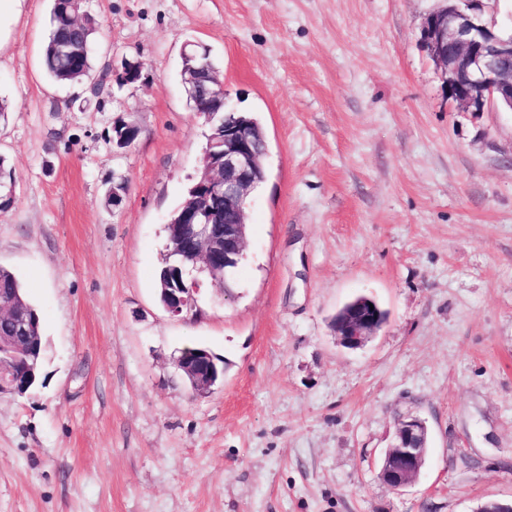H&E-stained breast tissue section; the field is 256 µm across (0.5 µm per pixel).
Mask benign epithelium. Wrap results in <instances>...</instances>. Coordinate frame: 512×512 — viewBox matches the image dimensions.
Masks as SVG:
<instances>
[{"mask_svg":"<svg viewBox=\"0 0 512 512\" xmlns=\"http://www.w3.org/2000/svg\"><path fill=\"white\" fill-rule=\"evenodd\" d=\"M448 5L430 13L422 27V41L439 69L451 106L466 112H482L487 107L512 111V30L496 29L482 17V0H447ZM205 65L195 68L185 91L201 98L214 94ZM266 150L259 149L251 132L239 125L224 123V156L221 173H205L204 181L213 187L210 212L196 207L186 210L179 223L168 224L166 251L176 256L168 267V287L164 309L172 317L185 319L195 314L201 280L183 287L188 271L184 266L202 269L214 283L224 282L225 271L238 266L247 243L248 224L244 203L259 184ZM13 324V332L0 336V395H22L16 365L19 355L35 356L39 337L31 335L30 322L23 313L0 311V321ZM383 325L378 308L362 300L348 307L336 322L337 342L347 348H360ZM175 367L189 382L193 394L202 396L224 379L214 356L199 347L175 359ZM428 428L415 415L395 419L393 444L382 458L379 476L384 484L399 490L411 484L425 465Z\"/></svg>","mask_w":512,"mask_h":512,"instance_id":"1","label":"benign epithelium"}]
</instances>
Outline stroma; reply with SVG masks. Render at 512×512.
Segmentation results:
<instances>
[{
	"instance_id": "stroma-1",
	"label": "stroma",
	"mask_w": 512,
	"mask_h": 512,
	"mask_svg": "<svg viewBox=\"0 0 512 512\" xmlns=\"http://www.w3.org/2000/svg\"><path fill=\"white\" fill-rule=\"evenodd\" d=\"M443 0H86L91 96L41 56L52 0H23L0 45V267L42 318L41 377L0 396V512H475L512 498V112L449 106L421 41ZM206 44L230 106L267 140L232 292L196 318L157 299L164 227L207 126L181 81ZM140 129L124 151L112 123ZM128 191L106 206L113 181ZM387 313L364 347L331 318ZM193 343L224 361L194 396ZM430 449L402 491L379 477L398 415ZM14 183L12 169L9 167L8 162L5 157H0V210H6L12 206L14 203V186L11 188ZM10 191V197L8 195ZM174 364L180 374L188 380L192 393L198 396L211 393L213 387L224 379V368L219 370L214 356L202 347H196L176 357Z\"/></svg>"
}]
</instances>
